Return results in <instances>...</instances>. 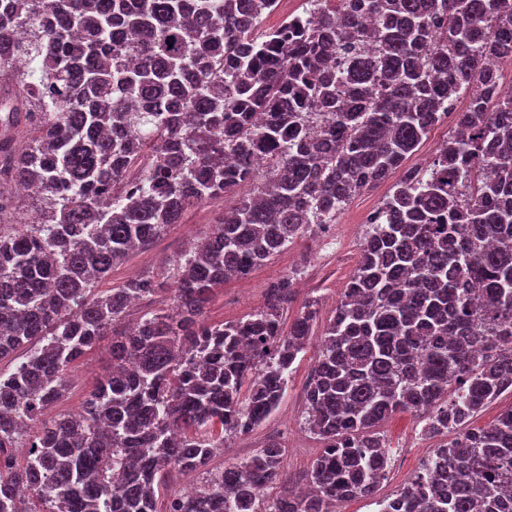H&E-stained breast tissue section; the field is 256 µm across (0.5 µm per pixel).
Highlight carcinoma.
<instances>
[{"label":"carcinoma","mask_w":512,"mask_h":512,"mask_svg":"<svg viewBox=\"0 0 512 512\" xmlns=\"http://www.w3.org/2000/svg\"><path fill=\"white\" fill-rule=\"evenodd\" d=\"M0 0V512H161L164 471L204 469L278 408L317 301L283 332L293 276L264 306H207L399 170L470 86L440 154L370 218L306 389L324 448L309 490L272 500L284 450L251 457L166 512H336L371 497L390 451L377 427L426 415L433 435L512 392V0ZM28 28L13 32L11 21ZM26 57L37 66L13 69ZM35 127L21 143L19 125ZM491 171H486V166ZM234 197L160 278L102 288L190 207ZM173 291L128 328L130 306ZM112 337V371L75 414L45 418L72 363ZM38 427L29 438L28 430ZM27 443L21 465L8 449ZM380 512H512V406L443 443Z\"/></svg>","instance_id":"obj_1"}]
</instances>
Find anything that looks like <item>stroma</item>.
<instances>
[{
  "label": "stroma",
  "instance_id": "1",
  "mask_svg": "<svg viewBox=\"0 0 512 512\" xmlns=\"http://www.w3.org/2000/svg\"><path fill=\"white\" fill-rule=\"evenodd\" d=\"M394 178H386L357 194L339 214L330 238L313 231L295 240L248 276L232 278L219 289L207 310L211 323L242 319L263 306L268 286L289 273H296V301L284 313L283 324H290L302 303L318 302V315L306 348L298 354L288 379V389L277 410L255 430L230 438L224 451L209 461L206 471L223 470L231 462L247 459L277 437L284 447L281 484L297 490L313 460L321 453L322 441L306 430L305 388L312 375L325 329L335 314L336 303L357 267L361 243L368 230L367 221L383 199L389 195ZM223 199L217 198L186 211L179 224L152 243L147 249L131 254L112 271L111 284L117 285L137 275L160 274L183 251L187 240L209 231L223 212ZM109 340H102L86 352L71 368L64 398L49 408V415L75 412L88 394L112 368ZM424 415L398 413L378 428L390 449L391 462L385 480L375 496L341 502L339 512H378L380 499L392 496L420 470L422 464L442 442L441 437L426 434Z\"/></svg>",
  "mask_w": 512,
  "mask_h": 512
}]
</instances>
